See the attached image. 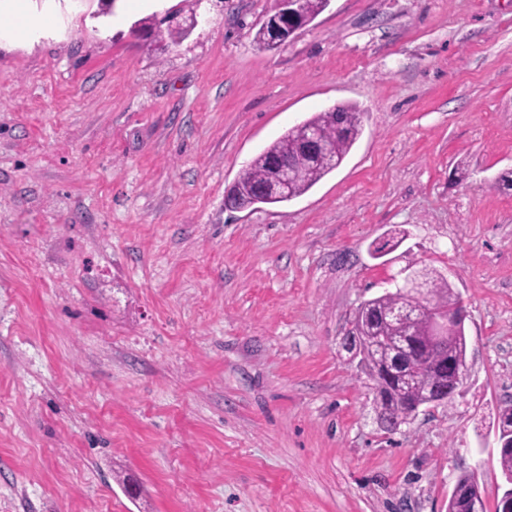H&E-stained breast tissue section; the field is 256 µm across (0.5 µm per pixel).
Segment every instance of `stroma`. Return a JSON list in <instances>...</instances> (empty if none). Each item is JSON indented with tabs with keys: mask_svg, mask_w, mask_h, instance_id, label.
Listing matches in <instances>:
<instances>
[{
	"mask_svg": "<svg viewBox=\"0 0 512 512\" xmlns=\"http://www.w3.org/2000/svg\"><path fill=\"white\" fill-rule=\"evenodd\" d=\"M0 30V512H448L512 489V0H330L278 48L276 0H25ZM364 130L301 197L224 206L337 105ZM405 237L373 257L391 230ZM466 311L453 405L379 430L344 349L404 270ZM496 428L506 445L505 448H498V462L504 475L510 477L512 481V403L499 409Z\"/></svg>",
	"mask_w": 512,
	"mask_h": 512,
	"instance_id": "obj_1",
	"label": "stroma"
}]
</instances>
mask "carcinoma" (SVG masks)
<instances>
[{"instance_id": "carcinoma-1", "label": "carcinoma", "mask_w": 512, "mask_h": 512, "mask_svg": "<svg viewBox=\"0 0 512 512\" xmlns=\"http://www.w3.org/2000/svg\"><path fill=\"white\" fill-rule=\"evenodd\" d=\"M327 6V0H303V12L297 23L303 27L312 22ZM304 124L321 133L333 156L327 165L301 149V132L294 126L273 142L243 169L235 181L239 209L254 206L252 192L270 182L271 161L282 158L289 163L288 196L269 197L267 204L292 201L309 191L322 178L338 168L363 133L362 113L352 105L317 112ZM419 276L424 285L421 293L388 291L364 301L362 313L355 318V333L361 345L359 367L373 382V408L388 414L399 427L414 419L409 406H427L440 377L426 364L450 360L457 375L455 383L467 378V341L464 329L448 330V342L424 352L430 324L429 310L451 311L459 303L448 280L434 270L423 268ZM496 428L505 447L498 449V462L504 475L512 478V403L499 409ZM462 495L469 497L480 512L485 502L476 481L461 476L456 481Z\"/></svg>"}]
</instances>
